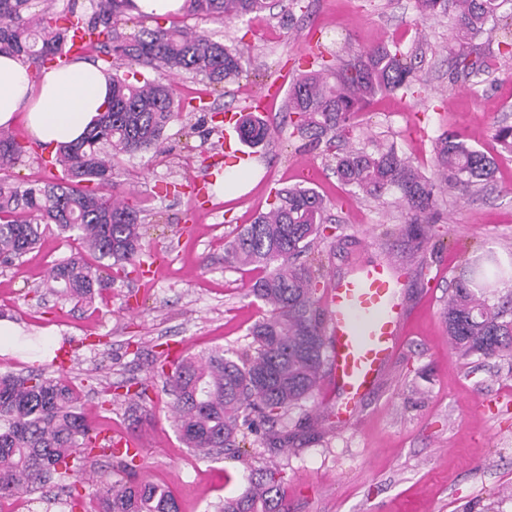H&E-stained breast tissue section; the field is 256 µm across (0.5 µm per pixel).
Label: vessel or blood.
Returning <instances> with one entry per match:
<instances>
[{"label": "vessel or blood", "mask_w": 512, "mask_h": 512, "mask_svg": "<svg viewBox=\"0 0 512 512\" xmlns=\"http://www.w3.org/2000/svg\"><path fill=\"white\" fill-rule=\"evenodd\" d=\"M96 43L83 28L70 31L67 56L89 54ZM284 88L274 80L253 95L250 108L267 111ZM398 270L391 263L360 266L337 279L324 296L328 359L337 393L345 405L339 424H350L355 409L371 390L384 365L393 357L402 335L405 313L397 299Z\"/></svg>", "instance_id": "obj_1"}]
</instances>
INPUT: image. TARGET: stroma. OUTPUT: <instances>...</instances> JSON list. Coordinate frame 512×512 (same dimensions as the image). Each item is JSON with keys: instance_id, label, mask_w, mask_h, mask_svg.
<instances>
[{"instance_id": "obj_1", "label": "stroma", "mask_w": 512, "mask_h": 512, "mask_svg": "<svg viewBox=\"0 0 512 512\" xmlns=\"http://www.w3.org/2000/svg\"><path fill=\"white\" fill-rule=\"evenodd\" d=\"M174 20L244 49L249 62L218 84L188 73L173 78L182 101L202 98L208 110L180 112L161 153L115 163L113 192L141 212L143 259L155 265V277L148 282L133 272L93 303H75L43 282L53 264L82 248L46 233L19 261L0 263V321L19 329L0 335V372H49L55 356L67 354L66 379L80 390L86 419L140 439L137 479L168 486L182 512H213L268 465L284 478L289 512H512V359L459 356L442 318L453 284L474 259L491 253L512 268V156L494 138L497 126L512 124V56L498 53L512 41V20L475 38L496 61L479 77L454 67L452 15H421L415 0H299L288 11L224 24L181 14ZM394 40L417 54L428 94L377 96L362 112L352 146L372 138L395 145L433 178L435 140L458 133L495 162L488 184L448 185L423 238L401 234L406 211L394 195L366 198L338 183L322 145L284 123L287 97L269 107L265 149L245 163L225 155V112L245 108L264 83L296 76L315 52L332 64L345 49ZM306 161L318 171L309 183L297 175ZM202 175L211 211L197 210L187 187ZM176 183L184 186L178 195ZM307 183L327 203L324 232L303 256L320 288L357 266L395 262L407 333L350 428L333 418L336 391L324 381L294 410L302 425L288 447H267L249 431L239 453H195L176 433L160 363L177 347L186 355L247 348L248 330L266 308L248 293L255 272L231 264L225 245L268 210L276 189ZM142 388L143 404L131 408L119 399L111 412L101 411L105 392Z\"/></svg>"}]
</instances>
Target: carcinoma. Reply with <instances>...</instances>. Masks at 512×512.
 Returning <instances> with one entry per match:
<instances>
[{
	"mask_svg": "<svg viewBox=\"0 0 512 512\" xmlns=\"http://www.w3.org/2000/svg\"><path fill=\"white\" fill-rule=\"evenodd\" d=\"M32 0H0V54L21 58L37 67L60 54L68 38L59 13L48 6L23 17ZM132 0H91L92 13L76 14V0L63 13L91 34L104 36L100 52L168 73L189 72L221 83L244 71V52L214 40L208 33L156 26L126 35L116 22ZM269 0H184L180 11L189 17L232 22L272 9ZM422 15L453 11L458 42L454 65L475 77L489 73L484 54L472 39L504 13L512 18V0H417ZM413 53L393 41L339 59L334 81L323 70L305 72L288 87V117L301 138L325 143L347 141L352 120L382 93L419 95L426 90ZM111 103L82 140L59 147V173L27 185L10 181L8 170L31 147L17 136L0 133V258L12 263L33 250L54 226L67 238L82 241L99 263L112 267L141 261L140 212L119 201L112 187L113 161L121 155L160 148L164 129L181 106L171 84L157 79L130 81L113 75ZM269 127L261 116L241 117L240 140L265 147ZM341 184L366 197L398 193L415 237L434 210L440 183L418 172L394 147L346 149L334 155ZM435 166L443 181L463 185L488 183L494 163L463 137L444 135L435 145ZM325 201L308 187L275 192L268 212L261 214L229 243L231 262L255 266L264 275L249 292L268 314L250 328L249 348L235 356L214 351L186 356L172 363L168 386L175 397L174 418L185 447L206 455L239 447L242 430L268 424L266 444L284 448L291 432L288 413L311 399L326 362L322 313L314 297L312 270L297 258L311 248L323 223ZM49 282L72 301H92L112 287L98 269L80 257L56 263ZM472 281L457 282L443 313L448 338L463 357H512V292L490 301L488 289ZM79 392L61 377L43 371L26 376L0 373V499L21 497L52 477L64 483L70 512L84 507L78 483L88 467L100 461L91 454L97 432L81 411ZM99 499L100 512H181L169 490L151 483H113L101 479L88 493ZM216 512H287L282 476L275 468L260 469L239 496L226 498Z\"/></svg>",
	"mask_w": 512,
	"mask_h": 512,
	"instance_id": "obj_1",
	"label": "carcinoma"
}]
</instances>
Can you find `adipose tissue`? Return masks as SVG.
<instances>
[{"mask_svg": "<svg viewBox=\"0 0 512 512\" xmlns=\"http://www.w3.org/2000/svg\"><path fill=\"white\" fill-rule=\"evenodd\" d=\"M110 101L108 76L88 62L50 68L34 83L19 59L0 54V127L25 112L32 136L56 148L83 137Z\"/></svg>", "mask_w": 512, "mask_h": 512, "instance_id": "adipose-tissue-1", "label": "adipose tissue"}]
</instances>
